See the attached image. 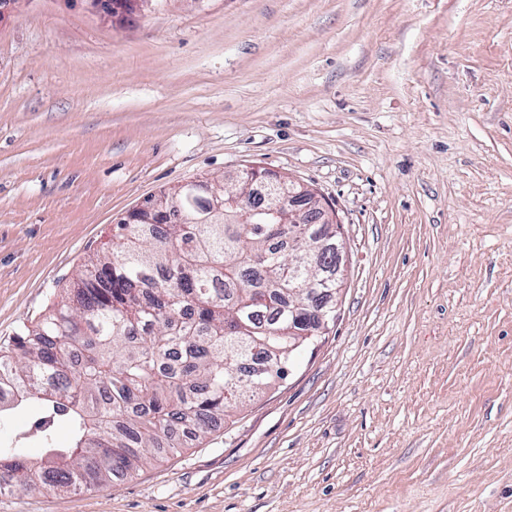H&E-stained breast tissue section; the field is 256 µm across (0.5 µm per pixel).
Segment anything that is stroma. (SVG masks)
<instances>
[{
  "instance_id": "1",
  "label": "stroma",
  "mask_w": 512,
  "mask_h": 512,
  "mask_svg": "<svg viewBox=\"0 0 512 512\" xmlns=\"http://www.w3.org/2000/svg\"><path fill=\"white\" fill-rule=\"evenodd\" d=\"M248 167L335 210V322L203 442L0 512H512V0H20L0 345L147 199ZM35 415L0 422L33 463Z\"/></svg>"
}]
</instances>
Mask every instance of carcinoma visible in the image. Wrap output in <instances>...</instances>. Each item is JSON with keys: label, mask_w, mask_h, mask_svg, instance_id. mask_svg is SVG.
Segmentation results:
<instances>
[{"label": "carcinoma", "mask_w": 512, "mask_h": 512, "mask_svg": "<svg viewBox=\"0 0 512 512\" xmlns=\"http://www.w3.org/2000/svg\"><path fill=\"white\" fill-rule=\"evenodd\" d=\"M152 224H118L36 325L0 346V416L38 406L32 430L52 465L0 448V491L95 488L205 436L244 395L283 378L315 319L306 265L336 225L291 224L253 200L241 223L207 213V181ZM71 443L60 448L57 424Z\"/></svg>", "instance_id": "cac0c4a2"}]
</instances>
